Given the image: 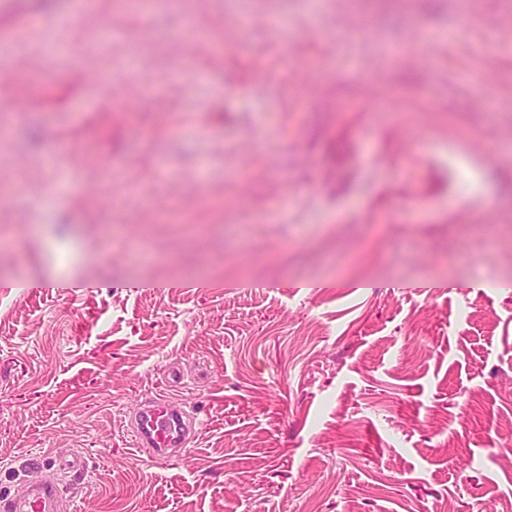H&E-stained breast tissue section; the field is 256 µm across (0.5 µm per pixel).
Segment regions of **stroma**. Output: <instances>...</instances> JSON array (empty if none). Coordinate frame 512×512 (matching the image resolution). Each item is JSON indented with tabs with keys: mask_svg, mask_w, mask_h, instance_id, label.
<instances>
[{
	"mask_svg": "<svg viewBox=\"0 0 512 512\" xmlns=\"http://www.w3.org/2000/svg\"><path fill=\"white\" fill-rule=\"evenodd\" d=\"M0 64V495L512 512V0H11ZM197 424L174 409L165 395L157 393L137 405L130 432L137 447L152 457L166 458L187 445ZM82 455L74 454L70 458L54 457L43 465L42 478L31 485L22 498L0 500L1 512H72L74 500L64 497L60 488V475L69 470L83 468Z\"/></svg>",
	"mask_w": 512,
	"mask_h": 512,
	"instance_id": "obj_1",
	"label": "stroma"
}]
</instances>
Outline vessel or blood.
<instances>
[{"mask_svg": "<svg viewBox=\"0 0 512 512\" xmlns=\"http://www.w3.org/2000/svg\"><path fill=\"white\" fill-rule=\"evenodd\" d=\"M195 426V420L184 417L160 393L140 402L130 423L136 446L159 458L172 456L185 447ZM83 464L79 454L53 458L44 464L42 478L30 486L24 497L0 500V512H73L74 501L63 496L60 476L70 470H80Z\"/></svg>", "mask_w": 512, "mask_h": 512, "instance_id": "b4317fda", "label": "vessel or blood"}]
</instances>
